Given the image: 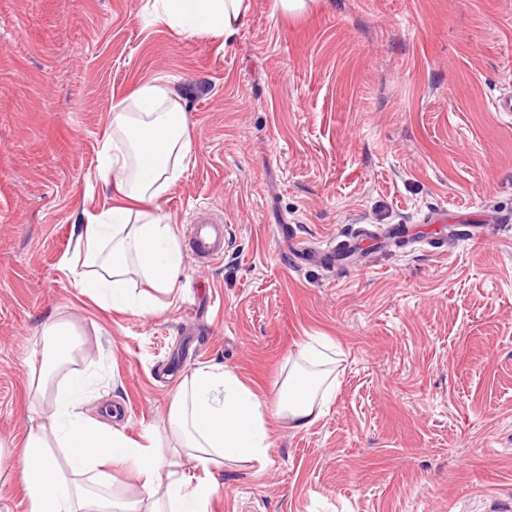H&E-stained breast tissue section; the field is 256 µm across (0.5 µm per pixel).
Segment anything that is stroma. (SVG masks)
<instances>
[{"mask_svg":"<svg viewBox=\"0 0 512 512\" xmlns=\"http://www.w3.org/2000/svg\"><path fill=\"white\" fill-rule=\"evenodd\" d=\"M145 0H0V512H29L22 440L46 423L40 330L65 318L95 374L89 415L165 432L171 393L223 365L262 399L310 336L341 352L304 430L268 417L265 463L228 461L210 512H491L512 500V0H249L226 45L150 25ZM177 89L191 162L160 201L197 208L224 257L183 251L178 294L115 315L62 269L99 212L114 100ZM496 217L484 238L395 245L364 266L297 264L359 225Z\"/></svg>","mask_w":512,"mask_h":512,"instance_id":"35a3bbf8","label":"stroma"}]
</instances>
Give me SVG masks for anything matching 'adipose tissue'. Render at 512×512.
Here are the masks:
<instances>
[{
    "label": "adipose tissue",
    "instance_id": "obj_1",
    "mask_svg": "<svg viewBox=\"0 0 512 512\" xmlns=\"http://www.w3.org/2000/svg\"><path fill=\"white\" fill-rule=\"evenodd\" d=\"M146 8L155 26L225 41L242 25L249 3L146 0ZM192 154L183 102L168 86L143 83L113 104L98 167L110 205L80 221L73 251L62 260L76 287L103 309L153 313L158 295L176 293L181 249L158 208ZM136 276L148 283V291L132 292L129 283ZM41 335L37 389L49 392L51 415L47 425L30 429L23 443L21 473L30 512H209L221 490L213 471L228 460H268L267 414L302 429L322 417L334 398L335 385L324 370L332 357L315 336L299 348L269 402L230 368H198L172 391L167 425L177 444L165 449L156 432L134 440L86 414L89 378L72 367L82 348L69 320L47 321ZM59 372L64 383L56 388L52 380ZM182 456L206 481L192 487L183 480L176 469ZM112 465L133 470L137 489L112 490L107 472Z\"/></svg>",
    "mask_w": 512,
    "mask_h": 512
}]
</instances>
